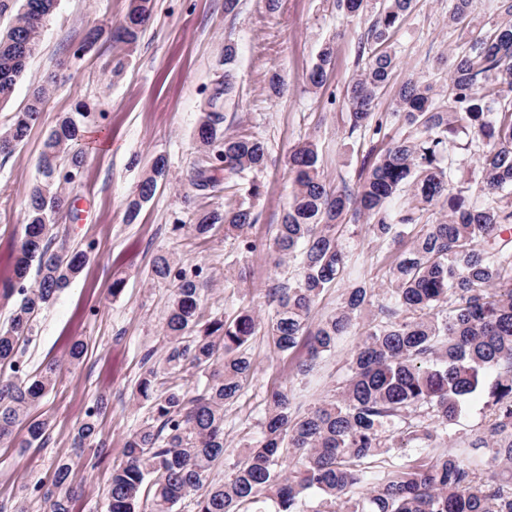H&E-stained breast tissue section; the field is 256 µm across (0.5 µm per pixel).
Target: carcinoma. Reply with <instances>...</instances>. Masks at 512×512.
I'll return each instance as SVG.
<instances>
[{
    "mask_svg": "<svg viewBox=\"0 0 512 512\" xmlns=\"http://www.w3.org/2000/svg\"><path fill=\"white\" fill-rule=\"evenodd\" d=\"M59 0H0V105L8 103L28 60L43 47L42 33ZM414 0H382L367 29L365 68L348 84L347 120L352 130L371 126L380 93L397 65L387 41ZM501 20L459 54L448 73V88L435 93L426 83L400 87L390 119L410 129L406 137L371 162L356 189L336 190L318 169L316 146L306 141L288 157L293 191L278 225L271 256L295 273L269 290L274 313L267 332L275 348L293 353L306 377L336 349L338 339L359 324L371 305L368 288L356 285L331 313L315 319L319 297L336 285L351 258L341 234L348 214L365 219L382 242L401 238L417 212L440 209L443 220L423 224L390 265L383 302L368 322L364 339L349 359V375L339 391L307 411L293 405L288 387L273 390L266 404L262 436L244 444L222 482L209 481L224 459V409L243 394L253 371L249 342L258 316L244 309L233 320L200 322L204 285L164 252L151 278L173 284L164 318L170 347L166 371L187 367L206 377L202 391L178 386L158 392L161 372L149 367L139 379L138 397L151 403V419L133 433L120 463L112 466L106 512H139L151 499L152 512H512V0H498ZM153 13V0H130L110 39L130 54ZM236 50L224 48V82L209 98L198 139L217 151L218 165L196 169L199 190L215 186L217 174L229 182L262 170L264 141L227 135L217 109L233 90ZM334 51L325 46L309 73L315 87L325 84ZM56 77L33 89L12 124L0 132V155L24 144L39 121ZM90 107L76 104L46 134L37 161L38 176L25 204L23 235L15 273L27 287H3L16 296L7 328L0 329V441L20 448L46 443L48 424L30 413L52 390L58 365L46 363L34 376L23 370L18 345L33 332L41 310L81 274L86 253L53 247L56 217L70 205L67 186L81 175V147ZM478 144L480 204L469 188L453 185L450 150L459 134ZM165 167L158 158L127 208L133 223L142 203L158 188ZM408 202L391 203L401 191ZM255 221L250 209L227 204L200 211L188 228L205 237L224 227L250 253L247 235ZM472 401L483 418L456 447L452 426ZM104 402L90 407L79 424L75 456L60 460L44 492L50 512H72L82 485L75 479L85 446L106 456L98 417ZM411 449L415 458L382 466L385 457Z\"/></svg>",
    "mask_w": 512,
    "mask_h": 512,
    "instance_id": "1",
    "label": "carcinoma"
}]
</instances>
